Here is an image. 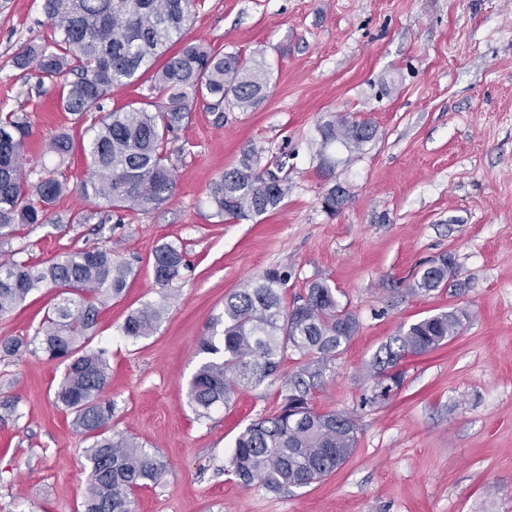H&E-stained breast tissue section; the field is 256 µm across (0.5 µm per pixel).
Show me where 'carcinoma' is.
Masks as SVG:
<instances>
[{
    "instance_id": "1",
    "label": "carcinoma",
    "mask_w": 512,
    "mask_h": 512,
    "mask_svg": "<svg viewBox=\"0 0 512 512\" xmlns=\"http://www.w3.org/2000/svg\"><path fill=\"white\" fill-rule=\"evenodd\" d=\"M193 6L194 0H44L50 40L24 48L14 65L35 70L41 85L51 83L59 106L88 124L92 136L78 145L69 131H57L47 145L57 165L33 177L23 166L28 117L0 114V244L12 238L20 224H55L62 231L67 224L109 220L96 212L79 211L65 219L50 212L69 189L67 179L57 174L75 149H80L88 172L79 186L85 196L98 200L107 213L130 210L147 215L173 194L167 140L195 102H206L213 112H244L264 99L270 72L262 60L240 51L215 53L185 39ZM161 58L163 64L155 67ZM134 84L144 86L140 101L104 112L103 103L114 89ZM316 131L319 169L328 176L336 167L328 149L341 147L352 160L377 137L371 122L334 112L320 117ZM260 159L258 150L245 151L239 165L213 184L209 199L215 215L261 216L288 196V156L263 166ZM186 267L179 247L165 243L155 249L153 280L162 301L132 311L121 327L123 335L140 339L155 333L166 313L163 300ZM133 274L132 266L106 247L78 249L40 263L0 261V318L39 288L53 289L60 297L37 338L48 359L65 363L56 401L74 414L76 428L92 440L82 512H132L134 491L158 483L167 472L161 456L112 430L114 406L103 398L108 379L105 350L83 347L100 308L123 293ZM456 275L455 261L444 254L422 271L412 291H434ZM287 280L288 275L272 268L226 298L224 320L215 322L223 329L201 338L199 350L207 359L188 387L190 405L197 417L205 418L240 388L278 379L288 351L307 360L282 381L279 412L249 424L234 443L231 472L238 483L247 488L259 484L271 492L323 479L357 443L354 419L316 410L310 392L319 365L351 340L358 320L325 280L310 282L306 294L284 309L279 289ZM460 325L456 313L442 312L396 336L370 364L381 393L403 385V372L394 370L401 359L435 349L456 335Z\"/></svg>"
}]
</instances>
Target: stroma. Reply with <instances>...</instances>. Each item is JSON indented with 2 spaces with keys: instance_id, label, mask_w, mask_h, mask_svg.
I'll return each instance as SVG.
<instances>
[{
  "instance_id": "obj_1",
  "label": "stroma",
  "mask_w": 512,
  "mask_h": 512,
  "mask_svg": "<svg viewBox=\"0 0 512 512\" xmlns=\"http://www.w3.org/2000/svg\"><path fill=\"white\" fill-rule=\"evenodd\" d=\"M42 4L0 5V112L27 114L29 169L53 166L55 131L86 136L54 88L13 63L50 37ZM186 37L263 57L266 99L221 116L194 104L168 140L174 193L151 214L64 234L26 224L0 247L41 261L105 246L133 267L86 345L108 350L116 428L168 464L159 484L136 490L135 512H512V0H197ZM327 112L378 130L336 168L349 199L334 215L310 148ZM251 147L269 161L287 155L288 196L259 217H215L212 184ZM166 242L188 268L155 333L129 339L127 315L159 298L152 260ZM445 253L459 289L412 292ZM272 267L289 273L285 305L323 279L359 321L311 394L317 410L355 420L357 445L322 481L279 494L229 471L236 436L277 412L279 383L239 390L206 419L187 396L204 360L198 341L225 297ZM55 302L43 288L0 318L1 339L30 343L0 351V512H78L86 494L90 442L55 400L62 365L33 343ZM453 310L459 333L399 362L403 386L375 400V355L410 324Z\"/></svg>"
}]
</instances>
